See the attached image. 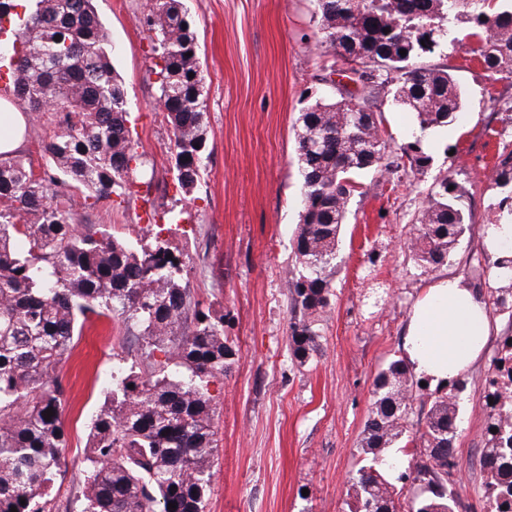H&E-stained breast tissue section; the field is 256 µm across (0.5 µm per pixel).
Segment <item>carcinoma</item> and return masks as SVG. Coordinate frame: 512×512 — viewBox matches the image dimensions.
Segmentation results:
<instances>
[{
    "instance_id": "obj_1",
    "label": "carcinoma",
    "mask_w": 512,
    "mask_h": 512,
    "mask_svg": "<svg viewBox=\"0 0 512 512\" xmlns=\"http://www.w3.org/2000/svg\"><path fill=\"white\" fill-rule=\"evenodd\" d=\"M21 7L22 0H0V36L11 44L0 80L7 79L4 98L25 107L31 120L50 117L54 131L43 150L55 174H36L22 155H0V512H45L43 499L67 447L59 373L80 319L90 313H110L136 328L148 364L144 371L132 364L112 372L91 417L80 512H205L215 442L209 384L226 376L238 355L231 321L194 298L186 255L163 230L149 243L96 235L58 201L59 189L70 187L97 202L115 196L130 203L142 183L144 154L128 127L125 88L94 0ZM453 13L471 24L472 52L484 70L505 73L512 63V5L316 0L318 41L358 73V88L338 90L337 100L317 99L299 116L301 214L287 300L288 351L301 366L319 352L342 225L351 200L365 194L360 176L429 166V156L411 146L392 157V137L373 99L387 90L423 131L452 124L463 111V91L448 68L424 62L447 38L444 21ZM142 23L155 35L152 72L171 128L176 188L187 193L201 179L207 143L196 33L183 0H155ZM508 185L512 152H503L491 188ZM465 194L448 176L430 194L407 241L418 267L447 266L471 230ZM504 267H512L511 254L490 267L486 296L512 319V278L497 274ZM510 339L501 337L481 380L487 512H512ZM421 381L402 357L375 375L359 448L364 464L351 476L348 512L462 507L455 441L467 382L452 379L432 390ZM49 409L54 416L46 420ZM408 447L407 469L386 477L395 466L382 451Z\"/></svg>"
}]
</instances>
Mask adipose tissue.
<instances>
[{
    "instance_id": "1",
    "label": "adipose tissue",
    "mask_w": 512,
    "mask_h": 512,
    "mask_svg": "<svg viewBox=\"0 0 512 512\" xmlns=\"http://www.w3.org/2000/svg\"><path fill=\"white\" fill-rule=\"evenodd\" d=\"M490 334L486 305L461 278L442 277L415 302L404 339L412 371L446 385L480 356Z\"/></svg>"
}]
</instances>
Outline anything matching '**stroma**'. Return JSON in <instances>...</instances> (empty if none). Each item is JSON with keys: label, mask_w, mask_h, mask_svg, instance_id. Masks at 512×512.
Here are the masks:
<instances>
[{"label": "stroma", "mask_w": 512, "mask_h": 512, "mask_svg": "<svg viewBox=\"0 0 512 512\" xmlns=\"http://www.w3.org/2000/svg\"><path fill=\"white\" fill-rule=\"evenodd\" d=\"M193 21L204 75L206 172L190 193L176 192L170 126L150 70L151 33L140 22L149 0H96L112 40V62L124 84L130 126L154 175L127 209L65 197L83 225L140 238L151 208L170 224L187 256L190 287L204 305L227 314L239 353L223 381L212 383L217 446L206 512H346L349 478L370 407L374 376L403 355L415 300L439 274L413 262L404 243L428 193L447 175L469 192L475 225L493 221L503 190L490 189L498 153L512 151V77L487 79L472 53L466 17L452 19L448 39L429 56L452 69L465 92L462 119L419 131L387 92L374 101L393 148L420 143L427 169L366 173L364 196L350 204L336 259L322 349L304 366L288 352V274L301 192L298 118L315 99L335 94L316 42L314 0H183ZM492 256L478 235H465L443 273L484 283ZM496 348L488 343L459 395L456 448L466 485V512H484L478 450L482 447L481 378ZM133 332L109 315H91L60 375L67 389L68 435L48 512H78L85 490L88 425L103 403L118 361L140 362Z\"/></svg>", "instance_id": "35a3bbf8"}]
</instances>
